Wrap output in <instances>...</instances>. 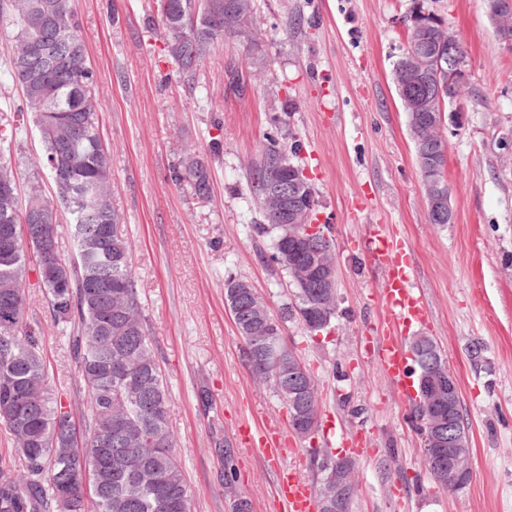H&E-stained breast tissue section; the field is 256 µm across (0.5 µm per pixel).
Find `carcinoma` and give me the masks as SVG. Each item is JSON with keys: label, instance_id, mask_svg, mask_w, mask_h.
Wrapping results in <instances>:
<instances>
[{"label": "carcinoma", "instance_id": "cac0c4a2", "mask_svg": "<svg viewBox=\"0 0 512 512\" xmlns=\"http://www.w3.org/2000/svg\"><path fill=\"white\" fill-rule=\"evenodd\" d=\"M213 0H157V26L164 50L178 72L195 74L200 61L222 45V31H204L198 19ZM13 26L9 76L23 95L20 114H33L42 143V163L50 173L55 199L30 186L19 199L17 172L0 158V232L14 235V264L0 260V425L12 436L22 465L17 474L0 468V512H86L92 495L95 512H191L183 468L169 427V391L143 314L130 265V245L121 216L112 206V157L98 126L100 102L95 75L87 62L81 27L71 0H0V22ZM37 41L41 53L25 59L14 53ZM300 144L286 146L271 137L250 172V187L265 223L253 225L261 236L277 230L271 260L283 271L282 251L288 225L267 210L263 185L279 158L297 155ZM186 186L192 200L212 194L209 161L187 150L169 174ZM59 204L69 215L73 258L61 257L57 226L29 223L30 210ZM34 271L44 289L53 323L68 333L77 381L87 392L88 414L72 421L68 406L53 390L41 355V337L24 321L23 288L4 285L8 275L22 280ZM295 302L263 315L282 324L304 320L314 304V287L295 286ZM245 363L271 381L288 404V370L297 355L281 335L265 338L244 332Z\"/></svg>", "mask_w": 512, "mask_h": 512}]
</instances>
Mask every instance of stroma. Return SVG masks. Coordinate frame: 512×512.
I'll return each instance as SVG.
<instances>
[{"label": "stroma", "instance_id": "35a3bbf8", "mask_svg": "<svg viewBox=\"0 0 512 512\" xmlns=\"http://www.w3.org/2000/svg\"><path fill=\"white\" fill-rule=\"evenodd\" d=\"M423 3L448 21L470 64L459 97L465 126L445 128L450 224L429 221L408 118L391 81L413 0H255L257 45L225 41L201 61L191 85L166 57L163 30L146 24L155 0H73L112 153V203L171 393L192 512H232L218 482L224 462L213 451L216 433L234 444L237 486L253 512H276L280 465L316 483L307 446L343 456L344 441L354 439L364 448L352 455L351 512H512V50L498 40L483 0ZM297 14L301 25L289 27ZM11 36V26H0L5 122L23 105L8 75ZM275 116L303 145L298 162L315 188L338 267L330 332L311 335L296 319L282 331L318 387L320 427L309 442L291 431L270 383L245 365L224 303L231 276L250 281L272 311L293 300L289 277L268 260L273 234L252 230L263 217L249 172ZM190 146L209 159L213 194L205 202L168 179ZM0 154L12 159L21 190L36 181L53 197L35 127ZM375 227L406 246L413 284L426 300L427 321L404 328V338L430 336L459 383L473 474L456 492L432 480L411 404L365 347L367 331L384 333V274L369 252ZM25 289L26 320L41 336L52 385L82 420L86 397L66 338L35 274ZM202 386L213 409L195 399ZM255 423L270 427L284 455L238 443L239 428Z\"/></svg>", "mask_w": 512, "mask_h": 512}]
</instances>
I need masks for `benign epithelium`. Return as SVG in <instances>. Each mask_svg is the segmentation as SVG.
<instances>
[{"mask_svg":"<svg viewBox=\"0 0 512 512\" xmlns=\"http://www.w3.org/2000/svg\"><path fill=\"white\" fill-rule=\"evenodd\" d=\"M498 40L512 50V0H486ZM240 0H224V16L207 13L204 24L224 27V34L256 43L252 32L240 24ZM404 25L402 53L392 70L393 80L403 96V107L410 113L417 161L427 174L424 191L429 220L433 224H451L454 212L449 203L446 184L435 175V162L448 150L444 130L450 122L465 124V113L456 107L461 88L468 76L466 52L449 24L422 9L408 14ZM278 168L288 176H276L265 185V195L272 202L276 218L293 227V251L288 269L294 280L317 285L315 296L321 298L306 322L314 330L326 327L335 307L330 305L336 293L337 266L334 252L327 242L312 237L307 227L309 203L298 169L287 158ZM411 352L419 379L420 436L427 470L445 480L444 487L460 490L472 475V454L468 429L460 419L459 385L453 372L441 367V359L428 337L418 335L411 341ZM311 389L305 390L302 402L294 405L292 419L297 431L308 422L313 405ZM356 487L353 461L320 465L319 486L315 491L316 512H342Z\"/></svg>","mask_w":512,"mask_h":512,"instance_id":"1","label":"benign epithelium"}]
</instances>
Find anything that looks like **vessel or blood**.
<instances>
[{
	"instance_id": "b4317fda",
	"label": "vessel or blood",
	"mask_w": 512,
	"mask_h": 512,
	"mask_svg": "<svg viewBox=\"0 0 512 512\" xmlns=\"http://www.w3.org/2000/svg\"><path fill=\"white\" fill-rule=\"evenodd\" d=\"M371 245L373 254L385 271L381 303L389 327L380 342L378 359L394 389L408 401L413 396V379L399 332L404 326L425 319V305L412 283L404 254L395 251L389 239L377 232L372 235ZM276 497L280 512H314L309 485L293 471L280 473Z\"/></svg>"
}]
</instances>
